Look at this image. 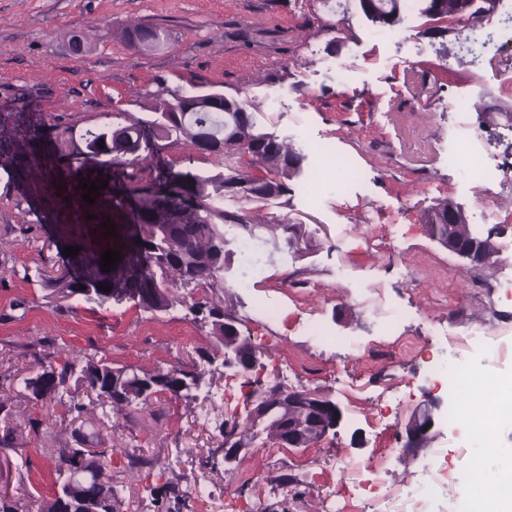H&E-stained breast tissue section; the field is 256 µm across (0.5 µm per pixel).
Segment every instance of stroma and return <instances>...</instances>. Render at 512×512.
Masks as SVG:
<instances>
[{"mask_svg": "<svg viewBox=\"0 0 512 512\" xmlns=\"http://www.w3.org/2000/svg\"><path fill=\"white\" fill-rule=\"evenodd\" d=\"M138 24L160 29L164 43L130 50L122 34ZM398 29V40L379 37L355 0H0V240L11 243L0 249V372L15 376L0 388L13 409L0 415V434L12 432L21 450L0 466V491L19 512H38L33 493L51 496V450L71 429L68 402L22 393L23 378L58 350L117 368L196 365L203 373L192 401L163 395L152 413L133 408L105 426L84 424L92 447L144 460L112 466L124 512H326L332 502L362 512L359 484L371 462L377 510L390 501L395 512H412V485L432 489L426 512H458L470 433L442 425L415 454L403 452L402 438L416 407L447 396L429 374L437 353L512 379V290L485 295L472 286L475 275L512 272V176L467 183L448 163L456 147L489 163L512 155V136L500 133L512 126V42L481 54L475 80L457 57L467 22L435 34L408 13ZM162 82L247 96L258 125L306 155L288 195L251 209L249 234L264 259L254 288L237 286L244 259L234 247L223 288L209 296L265 349L258 381L287 368L285 388L322 393L345 418L303 451L258 440L230 472L220 429L247 380L200 363L198 351L222 349L210 324L184 304L155 312L64 300L35 276L41 264L61 267L72 244L98 251L108 221L122 272L135 270L142 199L164 200L175 183L238 166L236 154L192 161L175 145L150 156L147 178L135 184L124 165L86 154V128L113 111L143 116L145 92ZM452 99L459 108H449ZM336 156L356 178L306 194L313 168L333 178ZM100 180L89 219L78 184ZM448 200L465 205L477 232L493 233L498 250L488 265L475 268L432 240L426 216ZM261 299L280 303L277 320L256 310ZM398 308L407 318L382 335ZM311 316L333 342L308 329ZM193 482L207 496L184 495Z\"/></svg>", "mask_w": 512, "mask_h": 512, "instance_id": "35a3bbf8", "label": "stroma"}]
</instances>
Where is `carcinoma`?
<instances>
[{"label":"carcinoma","mask_w":512,"mask_h":512,"mask_svg":"<svg viewBox=\"0 0 512 512\" xmlns=\"http://www.w3.org/2000/svg\"><path fill=\"white\" fill-rule=\"evenodd\" d=\"M404 6L405 0H377L378 14L372 22L381 30L391 28L394 23L388 17L401 14ZM176 95L190 96L192 92L160 86L157 90L146 93L147 101L143 108L148 112L147 117L130 123L126 113L113 112L112 120L86 129L82 139L87 143L96 142L112 137V129L121 128L143 140L166 137L172 143L193 151L200 146L201 138L218 137L222 141L218 154L220 159L230 150L243 158L246 155L245 144L256 143L261 148L265 163V178L275 181L277 195L288 192L286 180L290 179L295 165L300 163L301 155L290 150L276 135L257 126L253 114L248 111L245 98L235 97L236 104L231 109L190 112L183 116L180 125L169 126L162 121L160 107ZM239 179L251 180L253 174L243 168H234L197 177L193 203L183 209L182 219L177 224L168 223L164 212L158 209L153 211L150 223L147 224L148 235L142 241L146 258L141 274L146 285L161 287L163 291L155 301L142 306V309L166 311L185 302V298L176 294V290L180 288L214 289L224 286V225L239 224L246 228L251 224L249 209L224 207V183ZM93 275L95 280L85 284L81 278L64 268L56 275L41 274V286L62 299L78 296L85 302L96 305L112 302V297L100 290V287L112 280L115 271L106 272L98 266ZM196 314L203 315V319L210 323L214 335L224 336L223 307L201 304L197 306ZM114 371L121 373L124 368L116 369L107 363L94 360L91 355H83L65 358L63 365L44 372V375L47 376L50 392L68 395L73 388H84L95 394L96 398L111 404L115 414L122 413L125 407L134 403L140 409L149 411L155 397L169 394L177 398V386L183 379L201 376V373L193 369L182 368L144 372L140 376L141 385L134 388L133 396L114 397ZM68 412L72 413L70 423L74 424V428L70 436L59 442L58 447L52 451L53 458L56 459L54 485L58 487V491H63L68 478L84 468L88 470V474L82 478L83 492L88 498L104 505L110 502L122 504L120 491L108 474V468L112 467V455L123 456L130 467L140 465V458L122 448H113L109 453L92 452L87 447L86 436L81 427L75 426L87 414V406L76 402L69 406Z\"/></svg>","instance_id":"1"}]
</instances>
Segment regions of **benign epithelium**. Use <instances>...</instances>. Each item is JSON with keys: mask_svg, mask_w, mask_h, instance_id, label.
I'll return each instance as SVG.
<instances>
[{"mask_svg": "<svg viewBox=\"0 0 512 512\" xmlns=\"http://www.w3.org/2000/svg\"><path fill=\"white\" fill-rule=\"evenodd\" d=\"M498 0H456L453 15L446 18L452 23L472 14L485 17L493 14ZM224 104V99L213 92L203 91L192 97H177L165 106V117L170 119L179 112L199 109H212ZM168 148V141H133L125 132L112 134V151L101 146H88L89 153L95 156L134 158L141 152L158 153ZM469 226L465 209L448 201V232L444 235L437 225L430 226L432 239L443 249L480 266L488 263L497 249L492 235L474 234ZM264 352L250 341L240 336L237 322L233 318L224 321V370L235 376L248 377L264 369ZM244 410L235 413L234 425L226 426L224 438V469L229 471L238 462L242 453L262 436L261 429L270 421H275L277 443L282 448H307L320 442L330 432L336 430L344 419L343 408L335 401L311 390L282 389L276 381L260 383L250 387L243 397ZM440 402H427L409 421L404 436L403 451L415 454L425 448L432 438L436 426L433 410Z\"/></svg>", "mask_w": 512, "mask_h": 512, "instance_id": "7a95c632", "label": "benign epithelium"}]
</instances>
